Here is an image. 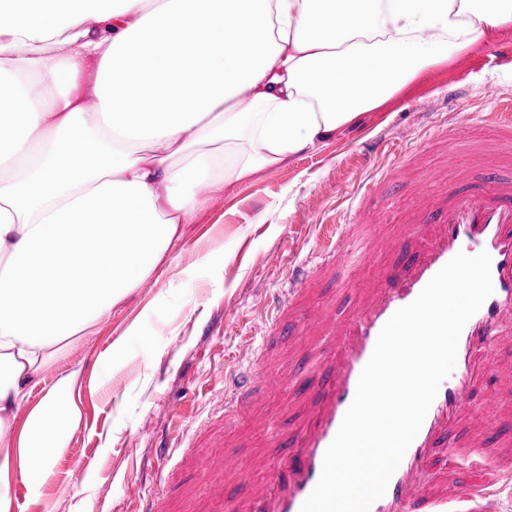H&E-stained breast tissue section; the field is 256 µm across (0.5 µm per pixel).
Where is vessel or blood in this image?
<instances>
[{
  "instance_id": "1",
  "label": "vessel or blood",
  "mask_w": 512,
  "mask_h": 512,
  "mask_svg": "<svg viewBox=\"0 0 512 512\" xmlns=\"http://www.w3.org/2000/svg\"><path fill=\"white\" fill-rule=\"evenodd\" d=\"M492 127L480 177L462 163L414 177L397 163L372 179L370 195L411 189L417 204L407 221L415 234L376 216L366 217L359 233L351 230L352 215L323 226L320 266H337L340 285L353 293L348 317L301 305L311 284L303 269L292 275L287 294L269 299L271 323L261 344L245 340L232 356L225 415L247 413L267 394L283 393L301 368L311 374L299 389L297 416L253 419V426L274 431L277 447L272 456L253 459L251 472L242 470L231 446L219 457H191L196 472L223 475L211 488L223 512H300L385 323L456 254L483 251L491 257L494 292L465 324L455 368L371 512H498V487L512 479V439L504 435L512 421L501 400L512 393V365L492 361L495 352L512 349V176L502 167L512 156V110L500 107ZM434 183L440 196L430 194ZM380 259L387 262L382 276L365 279L363 269ZM283 335L298 347L290 366L274 350Z\"/></svg>"
}]
</instances>
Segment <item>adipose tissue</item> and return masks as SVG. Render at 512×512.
Instances as JSON below:
<instances>
[{
	"label": "adipose tissue",
	"mask_w": 512,
	"mask_h": 512,
	"mask_svg": "<svg viewBox=\"0 0 512 512\" xmlns=\"http://www.w3.org/2000/svg\"><path fill=\"white\" fill-rule=\"evenodd\" d=\"M512 30V0H0V512L79 415L59 352L208 199Z\"/></svg>",
	"instance_id": "adipose-tissue-1"
}]
</instances>
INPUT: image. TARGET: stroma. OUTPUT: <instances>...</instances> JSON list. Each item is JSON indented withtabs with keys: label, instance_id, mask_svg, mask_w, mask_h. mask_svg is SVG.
I'll return each instance as SVG.
<instances>
[{
	"label": "stroma",
	"instance_id": "1",
	"mask_svg": "<svg viewBox=\"0 0 512 512\" xmlns=\"http://www.w3.org/2000/svg\"><path fill=\"white\" fill-rule=\"evenodd\" d=\"M509 45L512 32L483 43L283 167L211 193L194 223L183 225L181 253L157 281L100 320L33 388L34 404L58 376L77 373L81 417L40 494L12 478L22 512H139L123 499L132 479L155 491L165 512H221L213 477L190 468L183 449L203 445L223 454L214 443L221 435L240 445L247 465L275 443L243 421L224 423L217 393L238 343L261 338L266 298L287 287L290 268L314 259L319 225L344 222L351 192L393 163L396 146L427 136L438 119L465 126L473 146L491 137L485 92L497 89L512 102V54L497 52ZM189 265L192 275H183ZM133 322L137 334L125 336ZM119 338L124 361L103 371ZM164 434L176 450L162 459L156 447Z\"/></svg>",
	"mask_w": 512,
	"mask_h": 512
}]
</instances>
